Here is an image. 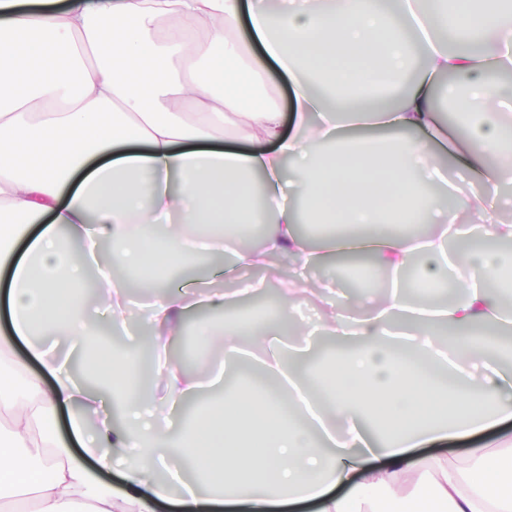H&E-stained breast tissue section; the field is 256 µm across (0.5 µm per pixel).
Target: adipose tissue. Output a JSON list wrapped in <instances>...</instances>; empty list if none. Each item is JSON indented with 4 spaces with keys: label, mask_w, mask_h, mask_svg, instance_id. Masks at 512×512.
I'll list each match as a JSON object with an SVG mask.
<instances>
[{
    "label": "adipose tissue",
    "mask_w": 512,
    "mask_h": 512,
    "mask_svg": "<svg viewBox=\"0 0 512 512\" xmlns=\"http://www.w3.org/2000/svg\"><path fill=\"white\" fill-rule=\"evenodd\" d=\"M400 0H284L273 10L251 0H0V500L15 512H273L316 502V512H512V439L471 451L473 466L405 454L512 421V369L497 362L499 329L512 325L499 291L512 288V224L493 189L512 185V143L504 142L512 92L496 77L512 71V0H464L435 16ZM168 20L156 33L160 20ZM480 28L495 41L478 53L450 52L437 27ZM275 63L291 86V115L258 101ZM467 97L463 131L451 132L434 105L440 77ZM394 92L382 108L365 99ZM469 176L482 231L435 230L432 191L438 157ZM292 163L294 180L283 177ZM421 208L428 232L386 233ZM264 223L260 249L237 246V227ZM331 224L321 247L297 224ZM110 243L113 268L143 287L188 255L232 251L230 289L169 293L144 321L157 353L179 338L188 311H223L255 295L243 277L276 262L288 279L277 320L200 319L207 346L224 365L261 352L292 411L247 386L224 387L200 406L192 426L159 427L143 408L179 411L200 389L198 370L155 363L154 396L129 384L128 364L89 344L80 284L84 245ZM368 258L383 271L418 263L423 288L461 295L411 306L396 289L374 304L342 298L323 329L348 350L295 375L279 322L308 303L307 274L331 258ZM82 343V358L119 392L124 420H99L96 392L40 338ZM25 344L40 371L14 358ZM425 359L411 368L397 356ZM69 439L53 432L59 409ZM122 465L137 497L101 484Z\"/></svg>",
    "instance_id": "ef3b65f1"
}]
</instances>
